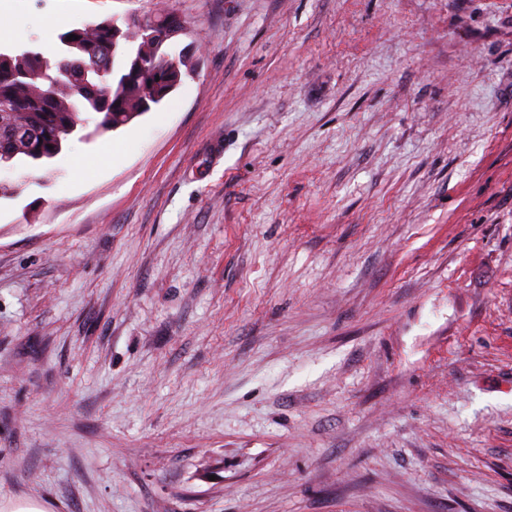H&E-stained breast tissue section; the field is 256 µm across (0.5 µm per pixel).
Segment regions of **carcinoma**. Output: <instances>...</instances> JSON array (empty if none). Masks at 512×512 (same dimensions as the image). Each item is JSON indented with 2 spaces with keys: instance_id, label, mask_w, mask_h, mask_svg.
Masks as SVG:
<instances>
[{
  "instance_id": "obj_1",
  "label": "carcinoma",
  "mask_w": 512,
  "mask_h": 512,
  "mask_svg": "<svg viewBox=\"0 0 512 512\" xmlns=\"http://www.w3.org/2000/svg\"><path fill=\"white\" fill-rule=\"evenodd\" d=\"M177 24V13L161 9L137 25L104 19L70 28L53 59L27 47L0 51V161L43 166L86 128L82 115H98L95 131L105 133L163 102L188 67L161 64Z\"/></svg>"
}]
</instances>
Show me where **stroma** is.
<instances>
[{
    "label": "stroma",
    "mask_w": 512,
    "mask_h": 512,
    "mask_svg": "<svg viewBox=\"0 0 512 512\" xmlns=\"http://www.w3.org/2000/svg\"><path fill=\"white\" fill-rule=\"evenodd\" d=\"M166 7L160 107L0 181V512H512V0Z\"/></svg>",
    "instance_id": "obj_1"
}]
</instances>
